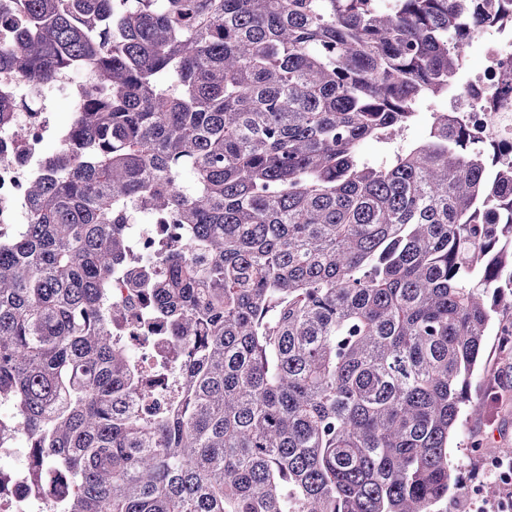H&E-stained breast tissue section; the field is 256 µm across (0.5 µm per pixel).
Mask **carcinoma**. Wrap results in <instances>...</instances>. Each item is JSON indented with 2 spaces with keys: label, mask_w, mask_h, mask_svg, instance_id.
Segmentation results:
<instances>
[{
  "label": "carcinoma",
  "mask_w": 512,
  "mask_h": 512,
  "mask_svg": "<svg viewBox=\"0 0 512 512\" xmlns=\"http://www.w3.org/2000/svg\"><path fill=\"white\" fill-rule=\"evenodd\" d=\"M2 2L0 71L94 74L0 234V444L24 430L34 492L61 467L54 512H444L512 317V163L435 111L406 132L512 0ZM143 298L184 342L145 416L112 335ZM159 228L156 224H131L130 225V247L131 251L141 256L146 249H152L153 242ZM152 242V243H151Z\"/></svg>",
  "instance_id": "1"
}]
</instances>
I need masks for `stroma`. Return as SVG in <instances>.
Here are the masks:
<instances>
[{
  "label": "stroma",
  "instance_id": "stroma-1",
  "mask_svg": "<svg viewBox=\"0 0 512 512\" xmlns=\"http://www.w3.org/2000/svg\"><path fill=\"white\" fill-rule=\"evenodd\" d=\"M500 330L497 323L489 329L469 388L470 396L484 400L485 407L464 416L449 442L448 460L462 476L451 496L478 505L491 501L485 471L501 448L512 447V362L499 356Z\"/></svg>",
  "mask_w": 512,
  "mask_h": 512
}]
</instances>
